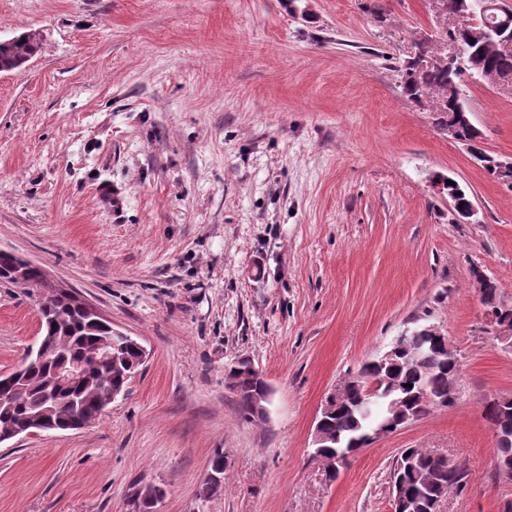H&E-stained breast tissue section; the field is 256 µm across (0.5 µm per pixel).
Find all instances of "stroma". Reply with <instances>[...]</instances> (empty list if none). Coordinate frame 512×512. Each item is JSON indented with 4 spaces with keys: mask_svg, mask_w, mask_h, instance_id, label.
I'll use <instances>...</instances> for the list:
<instances>
[{
    "mask_svg": "<svg viewBox=\"0 0 512 512\" xmlns=\"http://www.w3.org/2000/svg\"><path fill=\"white\" fill-rule=\"evenodd\" d=\"M446 25L439 0H0V40L42 38L0 72V248L149 353L95 424L0 443V512H133L152 484L157 512H392L401 448L465 473L439 512L512 500L482 417L512 396V349L472 273L512 306V188L400 88ZM465 94L482 148L512 155V84ZM416 322L456 348L457 400L329 472L311 449L327 396ZM39 336L35 297L0 286V375ZM241 360L266 417L225 384ZM217 448L224 492L204 501ZM485 317L487 321V332L511 348L512 323L509 317L504 315L503 312L488 309L485 310ZM243 370L247 371L253 378L261 380L263 382V389L261 391V395L258 396L259 393L256 382L250 377L240 378L236 384L235 391L236 396L238 397L237 404L239 410L241 411L243 416L247 418L246 415L252 414L253 403L256 397L258 396L256 402V416L262 415L265 410L264 403H266L269 400L271 392L270 387L266 382L262 372L254 365L248 364L247 367Z\"/></svg>",
    "mask_w": 512,
    "mask_h": 512,
    "instance_id": "obj_1",
    "label": "stroma"
}]
</instances>
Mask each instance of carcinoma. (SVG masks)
Here are the masks:
<instances>
[{"label": "carcinoma", "mask_w": 512, "mask_h": 512, "mask_svg": "<svg viewBox=\"0 0 512 512\" xmlns=\"http://www.w3.org/2000/svg\"><path fill=\"white\" fill-rule=\"evenodd\" d=\"M457 23L453 31L465 40L463 61L478 78L482 74L512 77V53L504 54L488 42L467 41L473 18L463 8L454 13ZM41 49V38L28 32L16 38L0 41V72L12 71ZM418 60L410 58L402 73V92L411 102L421 105L428 100L437 101L434 125L447 137L464 136L472 141L471 150L480 152L478 144L482 134L475 126H467L469 108L462 95L448 96V85L458 82L455 73L445 66L431 64L417 70ZM19 258L12 253L0 252V284L17 286L14 267ZM28 290L40 295L39 314L42 336L51 347L47 361L39 367H27L17 380V393L0 400V434L9 433L31 420L45 407L51 408L56 423L67 424L74 420L88 426L101 418V410L108 407L106 387L126 389L125 374L136 363L137 354L127 350L118 355L112 364L99 361V351L112 335V324L92 322L83 312L81 296L70 288H61L51 281L42 268L30 265L26 268ZM73 358H83L89 365L88 376L70 388L51 389L47 383L48 372L69 363ZM461 375V364L452 362L440 351H429V358L421 362L400 361L389 378L405 385L401 396L403 408L409 413L427 415L432 408L431 399L448 395L452 377ZM239 410L243 415L252 414L253 403L258 396L256 382L242 377L236 384ZM358 394L347 397L341 413L326 424L331 434L342 438L359 436L369 428L390 420L393 413L386 405L371 411L353 409ZM395 468L405 483L408 504L403 512H429L430 498L437 487L448 481V469L434 454L424 448H406L400 452ZM211 471L216 474L205 489V497L211 498L224 491V451L216 450L211 459ZM165 496V490L151 485L134 498L135 512H142V504Z\"/></svg>", "instance_id": "obj_1"}]
</instances>
